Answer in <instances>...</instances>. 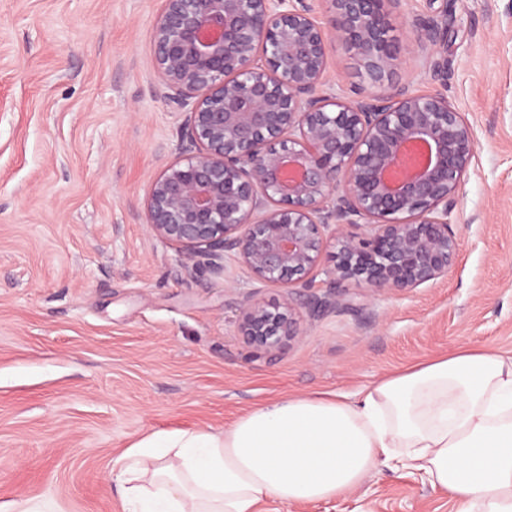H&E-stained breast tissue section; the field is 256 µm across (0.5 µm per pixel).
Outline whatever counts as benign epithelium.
Returning <instances> with one entry per match:
<instances>
[{"label":"benign epithelium","mask_w":512,"mask_h":512,"mask_svg":"<svg viewBox=\"0 0 512 512\" xmlns=\"http://www.w3.org/2000/svg\"><path fill=\"white\" fill-rule=\"evenodd\" d=\"M403 0H165L153 27L159 77L188 108L194 151L152 183L146 221L185 263L261 285L309 288L328 246L335 288L403 291L448 276L459 239L448 222L476 151L472 127L441 95L399 89L389 19ZM434 56L438 24L412 25ZM353 52L367 84L327 88V42ZM370 227L357 237L345 226ZM245 343L268 353L300 336L290 300L241 304Z\"/></svg>","instance_id":"7a95c632"}]
</instances>
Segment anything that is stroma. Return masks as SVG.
Here are the masks:
<instances>
[{
  "label": "stroma",
  "instance_id": "35a3bbf8",
  "mask_svg": "<svg viewBox=\"0 0 512 512\" xmlns=\"http://www.w3.org/2000/svg\"><path fill=\"white\" fill-rule=\"evenodd\" d=\"M164 0H0V512H123L112 460L155 431H223L257 404L350 394L465 347L512 354V0H404L391 20L395 87L439 94L476 153L449 221L448 276L401 292L324 270L295 303L302 334L276 354L243 343L239 309L278 302L235 261L182 269L145 203L185 153V109L160 81ZM442 28L433 70L407 27ZM328 79L364 84L328 46ZM265 512H453L417 475L379 467L345 497Z\"/></svg>",
  "mask_w": 512,
  "mask_h": 512
}]
</instances>
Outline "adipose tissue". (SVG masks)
I'll use <instances>...</instances> for the list:
<instances>
[{"mask_svg": "<svg viewBox=\"0 0 512 512\" xmlns=\"http://www.w3.org/2000/svg\"><path fill=\"white\" fill-rule=\"evenodd\" d=\"M448 492L455 512H512V356L461 349L354 397L256 405L223 431H156L112 461L124 512H260L330 501L378 466Z\"/></svg>", "mask_w": 512, "mask_h": 512, "instance_id": "adipose-tissue-1", "label": "adipose tissue"}]
</instances>
